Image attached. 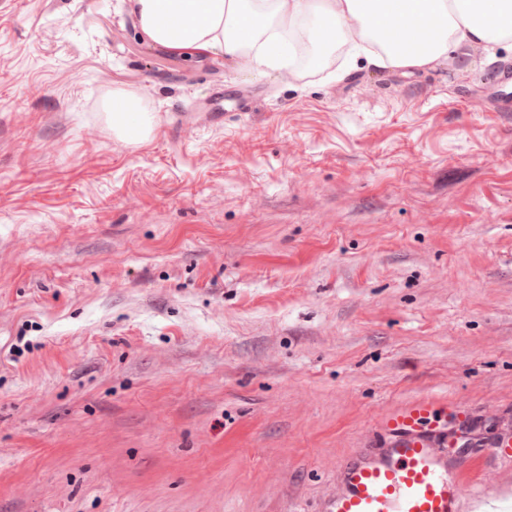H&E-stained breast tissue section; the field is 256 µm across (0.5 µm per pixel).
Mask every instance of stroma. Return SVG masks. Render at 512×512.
I'll list each match as a JSON object with an SVG mask.
<instances>
[{"instance_id":"obj_1","label":"stroma","mask_w":512,"mask_h":512,"mask_svg":"<svg viewBox=\"0 0 512 512\" xmlns=\"http://www.w3.org/2000/svg\"><path fill=\"white\" fill-rule=\"evenodd\" d=\"M345 64L0 0V512H317L401 404L465 463L512 430V49ZM112 134L129 145L149 139L155 126V116L145 105L141 93L115 91L109 104Z\"/></svg>"}]
</instances>
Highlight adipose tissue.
Here are the masks:
<instances>
[{
	"mask_svg": "<svg viewBox=\"0 0 512 512\" xmlns=\"http://www.w3.org/2000/svg\"><path fill=\"white\" fill-rule=\"evenodd\" d=\"M126 9L156 44L252 69L278 65L291 81L299 73L285 58L299 42L316 65L340 44L354 62L404 69L512 43V0H127ZM109 112L119 141L149 139L155 116L142 94L113 92Z\"/></svg>",
	"mask_w": 512,
	"mask_h": 512,
	"instance_id": "ef3b65f1",
	"label": "adipose tissue"
}]
</instances>
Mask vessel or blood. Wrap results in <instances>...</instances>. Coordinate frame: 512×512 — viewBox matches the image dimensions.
Wrapping results in <instances>:
<instances>
[{
    "label": "vessel or blood",
    "mask_w": 512,
    "mask_h": 512,
    "mask_svg": "<svg viewBox=\"0 0 512 512\" xmlns=\"http://www.w3.org/2000/svg\"><path fill=\"white\" fill-rule=\"evenodd\" d=\"M438 406L421 399L386 413L381 448H357L336 470L339 489L320 512H498L494 499L512 484V437L486 448L489 463H501L495 479L474 478L436 447L427 427Z\"/></svg>",
    "instance_id": "vessel-or-blood-1"
}]
</instances>
